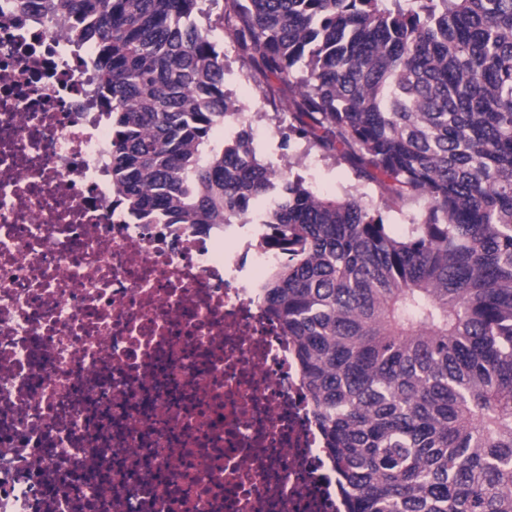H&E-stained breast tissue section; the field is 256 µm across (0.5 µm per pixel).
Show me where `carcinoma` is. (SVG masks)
<instances>
[{
	"mask_svg": "<svg viewBox=\"0 0 512 512\" xmlns=\"http://www.w3.org/2000/svg\"><path fill=\"white\" fill-rule=\"evenodd\" d=\"M199 0H16L94 48L116 204L237 224L256 203L287 260L262 285L298 346L346 512H512V0H224L261 99L293 87L288 137L375 183L317 196L259 160ZM359 193L363 196V201L366 205L373 206L381 211L385 224L390 225L391 232L396 236L403 235L408 230L409 224H411L409 220L410 215L414 214L418 218L425 206V202L421 200L414 203L408 211L389 210L384 208L382 197L373 186L362 188L359 190Z\"/></svg>",
	"mask_w": 512,
	"mask_h": 512,
	"instance_id": "obj_1",
	"label": "carcinoma"
}]
</instances>
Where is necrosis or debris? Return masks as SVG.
Wrapping results in <instances>:
<instances>
[{"instance_id":"1","label":"necrosis or debris","mask_w":512,"mask_h":512,"mask_svg":"<svg viewBox=\"0 0 512 512\" xmlns=\"http://www.w3.org/2000/svg\"><path fill=\"white\" fill-rule=\"evenodd\" d=\"M0 0V512H343L248 225L112 207L91 48Z\"/></svg>"}]
</instances>
